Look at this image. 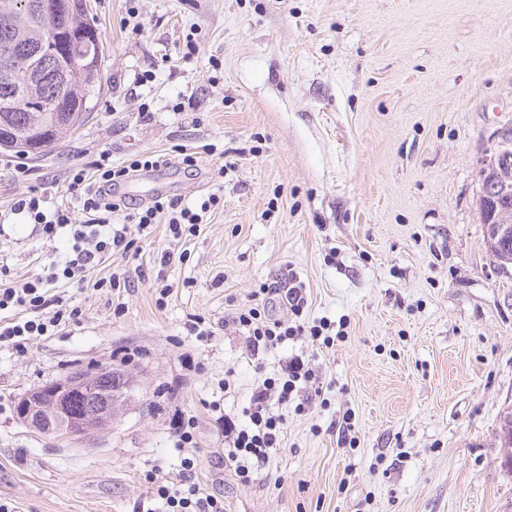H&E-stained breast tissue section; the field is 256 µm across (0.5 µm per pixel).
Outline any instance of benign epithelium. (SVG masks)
<instances>
[{
    "mask_svg": "<svg viewBox=\"0 0 512 512\" xmlns=\"http://www.w3.org/2000/svg\"><path fill=\"white\" fill-rule=\"evenodd\" d=\"M41 59V67L50 71L56 67L58 60L55 54L53 39L49 38L37 50ZM512 170V128L496 131L488 141V145L478 164L479 197L485 204L483 220L492 224L512 222L508 211L498 212L489 206L494 197L507 192L509 185L496 182L489 178L491 173H507ZM489 250L501 256V265L506 268L512 263V240L509 232L498 230L487 239ZM126 374L115 370L110 375L98 379L82 378L72 380L61 379L30 392L24 398V411L19 420L28 428L40 433L55 431L57 436L65 440H82L89 435L88 426L104 421L112 412L115 393L125 389ZM80 389L84 393V409L79 415L70 411L69 401L72 391Z\"/></svg>",
    "mask_w": 512,
    "mask_h": 512,
    "instance_id": "obj_1",
    "label": "benign epithelium"
}]
</instances>
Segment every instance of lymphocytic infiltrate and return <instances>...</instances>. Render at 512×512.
Instances as JSON below:
<instances>
[{
  "label": "lymphocytic infiltrate",
  "mask_w": 512,
  "mask_h": 512,
  "mask_svg": "<svg viewBox=\"0 0 512 512\" xmlns=\"http://www.w3.org/2000/svg\"><path fill=\"white\" fill-rule=\"evenodd\" d=\"M152 160L136 158L123 166L113 165L109 154H100L94 162V175L84 168H73L66 192L75 200V207H48L44 193L33 190L17 198L15 213L26 215L40 226L44 237L55 238L59 230L72 228L73 255L62 270L66 279L84 277L103 256L128 254L134 246V234L144 233L154 224L167 222L173 238L196 233L202 224V213L210 209L211 201L194 208L171 199H156L146 209L128 214L126 223L116 224L112 215L119 203L112 200V188L126 181L132 173L152 167ZM82 212L83 222H76L75 212ZM285 303L294 323L271 317L259 307L251 306L233 312L230 321L246 336L252 351L273 349L290 340L307 337L320 340L328 329L327 321L308 325L302 316L307 299L298 286L289 287ZM21 309L27 318L8 322L0 328V341L24 349L28 341L45 336L59 326L76 320L80 312L67 307L58 296L48 295L43 278L36 277L15 288L0 282V312ZM313 370L302 357H292L282 374L264 378L252 393L243 414L248 422L236 424L233 418L220 415L217 422L224 436L223 461L232 468L241 483L247 484L265 469L280 446L283 421L270 411L271 402L288 403L301 395L303 386L312 382ZM176 431V446L183 452L182 472L178 478L157 473L148 474L150 499L161 502L164 512H227L223 496L207 491L194 481L192 471L200 453L194 436L195 415L190 411L174 412L171 419Z\"/></svg>",
  "instance_id": "lymphocytic-infiltrate-1"
}]
</instances>
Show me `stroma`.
I'll use <instances>...</instances> for the list:
<instances>
[{
    "mask_svg": "<svg viewBox=\"0 0 512 512\" xmlns=\"http://www.w3.org/2000/svg\"><path fill=\"white\" fill-rule=\"evenodd\" d=\"M90 3L103 94L49 158L0 152V269L23 282L68 260L69 233L46 240L10 209L32 190L65 202L70 170L103 152L160 160L116 187L130 207L160 181L168 198L223 203L196 235L155 225L134 254L53 283L79 321L20 352L0 345V503L138 512L145 475L180 470L179 403L197 417V476L229 512H512L495 437L512 410V269L486 248L475 180L490 136L512 126V0H136L134 18L126 0ZM114 274L129 287L94 289ZM284 282L304 287L306 321L343 339L252 354L226 318L256 302L288 320ZM119 348L147 355L127 365L137 393L114 423L78 442L20 423L19 398ZM295 353L322 393L300 412L272 405L280 447L241 483L206 404L240 417Z\"/></svg>",
    "mask_w": 512,
    "mask_h": 512,
    "instance_id": "stroma-1",
    "label": "stroma"
}]
</instances>
